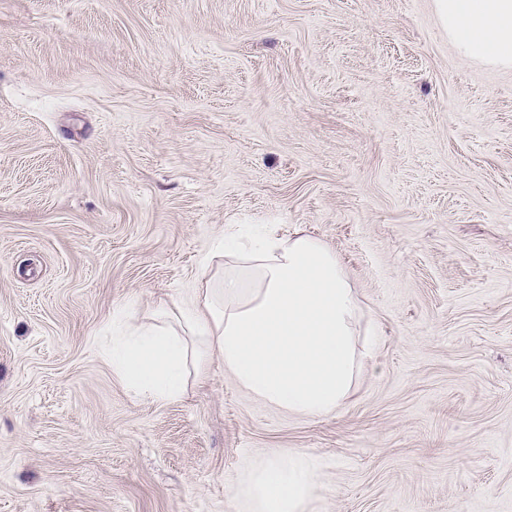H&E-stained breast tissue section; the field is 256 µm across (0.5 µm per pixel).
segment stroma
<instances>
[{
  "instance_id": "obj_1",
  "label": "stroma",
  "mask_w": 512,
  "mask_h": 512,
  "mask_svg": "<svg viewBox=\"0 0 512 512\" xmlns=\"http://www.w3.org/2000/svg\"><path fill=\"white\" fill-rule=\"evenodd\" d=\"M245 224L357 291L331 415L217 355L167 401L112 372L113 315ZM273 453L319 463L306 512H512V69L434 0H0V512H238Z\"/></svg>"
}]
</instances>
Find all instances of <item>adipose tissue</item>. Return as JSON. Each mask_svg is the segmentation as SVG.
Returning <instances> with one entry per match:
<instances>
[{"label": "adipose tissue", "mask_w": 512, "mask_h": 512, "mask_svg": "<svg viewBox=\"0 0 512 512\" xmlns=\"http://www.w3.org/2000/svg\"><path fill=\"white\" fill-rule=\"evenodd\" d=\"M465 58L512 67V0H436ZM225 257L193 299L161 309L159 323L112 322L113 372L134 395L171 400L204 376L213 356L258 401L308 417L340 408L359 368L360 305L336 253L318 238L267 229L245 242L220 238ZM322 481L303 454L255 466L232 495L241 512H304Z\"/></svg>", "instance_id": "adipose-tissue-1"}]
</instances>
